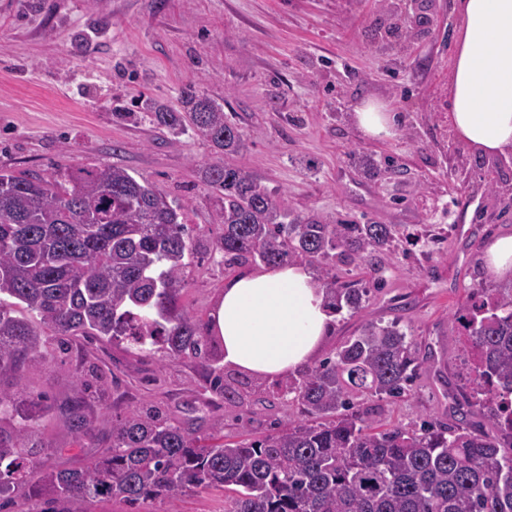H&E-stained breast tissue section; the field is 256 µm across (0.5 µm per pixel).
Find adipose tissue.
Returning <instances> with one entry per match:
<instances>
[{
  "label": "adipose tissue",
  "instance_id": "ef3b65f1",
  "mask_svg": "<svg viewBox=\"0 0 512 512\" xmlns=\"http://www.w3.org/2000/svg\"><path fill=\"white\" fill-rule=\"evenodd\" d=\"M461 12L450 122L475 153L502 155L512 151V0H461ZM355 120L373 139L397 127L395 113L376 101L357 106ZM210 316L225 368L264 381L310 364L334 321L324 291L296 264L262 265L228 280Z\"/></svg>",
  "mask_w": 512,
  "mask_h": 512
}]
</instances>
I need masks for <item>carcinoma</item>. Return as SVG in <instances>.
Instances as JSON below:
<instances>
[{"mask_svg": "<svg viewBox=\"0 0 512 512\" xmlns=\"http://www.w3.org/2000/svg\"><path fill=\"white\" fill-rule=\"evenodd\" d=\"M423 11L396 13L393 29L424 26ZM179 104L150 102L145 116L214 148L198 174L224 224V265L314 266L334 312L363 310L369 289L340 281L336 268L377 264L396 225L296 211L237 164L245 132L223 106L194 89ZM199 246L182 205L124 167L69 164L50 177L0 171V376L19 385L30 365L81 337L124 340L139 355L160 343L170 360L197 363L205 389L236 400V383L212 369L223 358L216 337L181 305ZM17 306L32 318L16 316ZM456 322L476 403L502 439L479 429L467 400L455 402L453 426L373 427L377 411L360 397L405 395L426 360L397 322L369 320L288 384L299 409L288 428L238 441L224 440L220 420L203 434L137 406L111 422L95 405L108 378L92 385L80 366L65 423L75 440L101 438L108 450L82 469L51 466L60 449L42 442L39 427L53 405L0 387V501L45 500L52 512L105 500L172 509L189 492L215 489L224 491V512H512V286L472 289Z\"/></svg>", "mask_w": 512, "mask_h": 512, "instance_id": "cac0c4a2", "label": "carcinoma"}]
</instances>
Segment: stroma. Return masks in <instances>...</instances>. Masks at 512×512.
<instances>
[{
    "label": "stroma",
    "mask_w": 512,
    "mask_h": 512,
    "mask_svg": "<svg viewBox=\"0 0 512 512\" xmlns=\"http://www.w3.org/2000/svg\"><path fill=\"white\" fill-rule=\"evenodd\" d=\"M407 0H0V170L48 176L59 166L125 167L183 205L185 222L209 247L190 259L184 305L208 321L235 271L216 251L223 227L198 177L211 154L192 134L161 133L123 120L145 100L177 106L186 85L223 105L246 132L238 163L298 211L362 224L397 225L377 270L339 267L341 281L369 291L365 312L337 314L321 350L330 356L368 319L399 320L419 355L408 395L380 401V425L453 422L454 401L472 394L464 338L452 322L475 285L494 286L485 243L512 232V153L489 195L475 152L448 122V86L461 28L458 0H432L427 33L388 35L391 9ZM396 112L394 137L366 138L353 118L361 101ZM377 173H368L364 159ZM117 381L104 406L120 418L153 405L174 422L226 438L283 427L297 416L285 380L230 402L206 391L193 361L164 349L137 357L85 339L30 367L28 397L62 404L81 355ZM56 465L80 469L104 450L75 441L62 417L44 424Z\"/></svg>",
    "instance_id": "1"
}]
</instances>
